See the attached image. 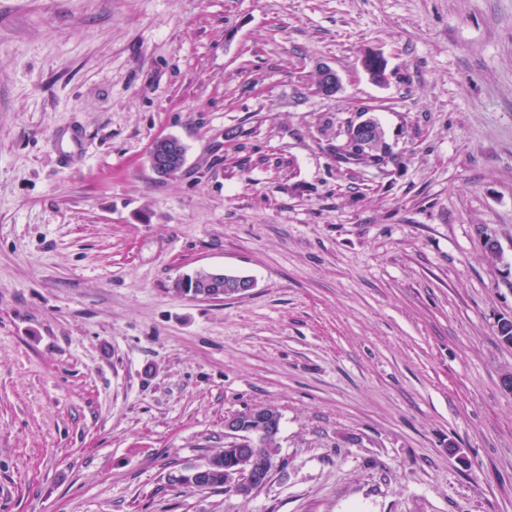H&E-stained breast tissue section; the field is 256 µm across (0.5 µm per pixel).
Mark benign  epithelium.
<instances>
[{
	"mask_svg": "<svg viewBox=\"0 0 512 512\" xmlns=\"http://www.w3.org/2000/svg\"><path fill=\"white\" fill-rule=\"evenodd\" d=\"M361 66L369 79L377 84L387 80L386 60L376 52L363 54ZM319 93L334 96L340 89V78L329 66L319 69L316 78ZM357 143L370 149L377 145L382 130L371 117L361 120L354 127ZM183 143L172 136L155 138L148 150L147 160L152 170L162 177L179 173L185 162ZM255 282L248 276L232 274L224 269L209 268L207 276L190 281L182 278L175 289L182 295L198 301L243 297L254 288ZM282 416L272 407L248 409L224 420V484L240 496H250L268 482L275 467V460L267 454V447L279 444ZM212 462L190 469L184 481L199 489H207L205 483L211 474Z\"/></svg>",
	"mask_w": 512,
	"mask_h": 512,
	"instance_id": "1",
	"label": "benign epithelium"
}]
</instances>
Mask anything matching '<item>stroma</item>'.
<instances>
[{
  "mask_svg": "<svg viewBox=\"0 0 512 512\" xmlns=\"http://www.w3.org/2000/svg\"><path fill=\"white\" fill-rule=\"evenodd\" d=\"M504 319L512 0H0V512H512ZM256 407L263 488L179 483ZM380 64L381 69H379ZM386 65L384 57L373 51L364 53L361 59V66L364 72L372 82L377 84H384L387 80ZM354 135L358 144L363 145L365 148L370 149L375 147L382 136V130L378 123L372 118L367 117L361 120L354 127ZM185 147L173 136L155 138L148 150L147 160L152 170L162 177L179 173L185 162ZM208 275L189 281L193 275L179 279L175 289L182 295L198 301H213L223 298L243 297L254 288L251 277L232 274L224 269H206Z\"/></svg>",
  "mask_w": 512,
  "mask_h": 512,
  "instance_id": "1",
  "label": "stroma"
}]
</instances>
